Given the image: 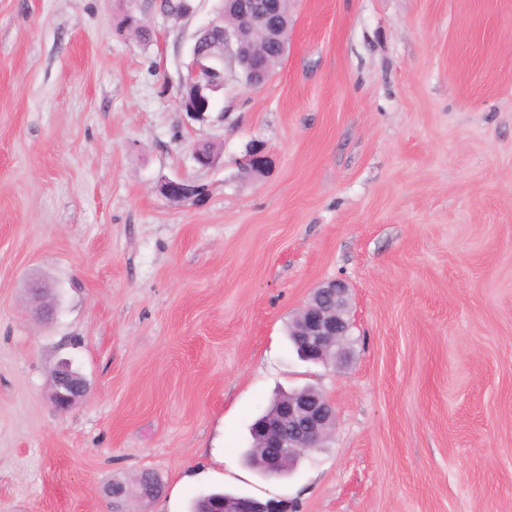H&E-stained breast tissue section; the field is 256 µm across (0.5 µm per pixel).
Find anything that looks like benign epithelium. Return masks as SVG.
<instances>
[{
  "mask_svg": "<svg viewBox=\"0 0 512 512\" xmlns=\"http://www.w3.org/2000/svg\"><path fill=\"white\" fill-rule=\"evenodd\" d=\"M284 0H222L216 16L205 28L223 33L214 47L193 46L180 88V105L195 119L203 121L211 111L213 93L224 87L226 54L238 65L248 85L257 87L271 78L266 67L265 49L284 54L286 40L280 38ZM244 175L263 173L269 156L263 145L252 144L238 161ZM165 194L176 200L196 201L203 188L186 181L169 180ZM350 293L341 280L327 281L314 289L309 301L296 313L289 325V336L297 340L299 355L313 362H342L350 353ZM87 385L63 359L53 374L52 402L61 413L83 397ZM334 424L332 401L323 393L304 388L285 393L275 401L272 411L254 421L250 428L255 444L262 451V474L283 478L300 456L320 447ZM204 512H284L283 504L261 502L248 496L226 498Z\"/></svg>",
  "mask_w": 512,
  "mask_h": 512,
  "instance_id": "7a95c632",
  "label": "benign epithelium"
}]
</instances>
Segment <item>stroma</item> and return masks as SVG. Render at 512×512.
I'll list each match as a JSON object with an SVG mask.
<instances>
[{
    "label": "stroma",
    "instance_id": "stroma-1",
    "mask_svg": "<svg viewBox=\"0 0 512 512\" xmlns=\"http://www.w3.org/2000/svg\"><path fill=\"white\" fill-rule=\"evenodd\" d=\"M218 5L0 0V512H512V0H290L271 80L225 62L198 121L178 91ZM333 279L350 357L303 361L288 325ZM65 358L88 390L61 413ZM307 385L335 425L262 477L249 425ZM269 156L262 144L254 143L239 159L238 165L244 175L263 173L269 166ZM164 192L172 199L193 202L201 198L203 188L186 181L169 180L164 184ZM227 495H234L228 492H212L208 494H202L194 498L190 512H197L202 508L203 504L212 500H224L219 505L211 507L206 505L204 507L205 512H284L287 511L283 508L281 502L268 500L261 502L248 496H236L234 498H224Z\"/></svg>",
    "mask_w": 512,
    "mask_h": 512
}]
</instances>
